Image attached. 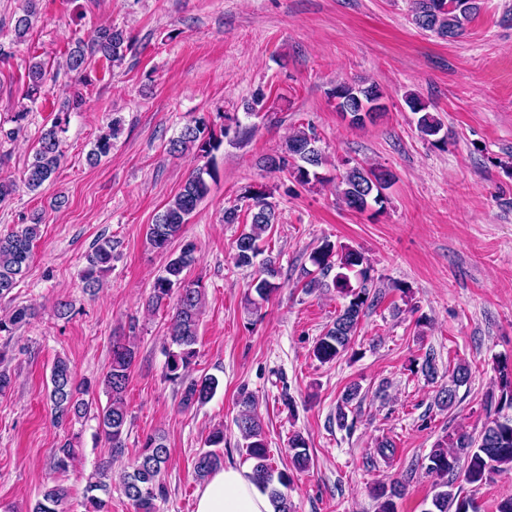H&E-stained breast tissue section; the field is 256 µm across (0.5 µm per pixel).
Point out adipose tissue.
<instances>
[{
    "mask_svg": "<svg viewBox=\"0 0 512 512\" xmlns=\"http://www.w3.org/2000/svg\"><path fill=\"white\" fill-rule=\"evenodd\" d=\"M196 512H273V506L243 467L229 466L197 493Z\"/></svg>",
    "mask_w": 512,
    "mask_h": 512,
    "instance_id": "adipose-tissue-1",
    "label": "adipose tissue"
}]
</instances>
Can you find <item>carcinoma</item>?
<instances>
[{
  "label": "carcinoma",
  "instance_id": "1",
  "mask_svg": "<svg viewBox=\"0 0 512 512\" xmlns=\"http://www.w3.org/2000/svg\"><path fill=\"white\" fill-rule=\"evenodd\" d=\"M23 5L14 18L11 28V42L25 40L26 35L38 19L39 0H22ZM481 9V0H412L411 21L420 30L429 32L444 40L461 37L465 22L472 19ZM132 49V39L127 31L112 25L97 28L88 40L76 39L65 55L68 71L81 75L86 70L89 58L96 57L107 67L122 65L127 53ZM28 83L25 99L34 104L45 95L47 64L32 58L28 64ZM330 96L336 99V111L349 118L353 126H362L360 114L385 110L383 89L376 83L339 82L331 90ZM405 103L411 112L418 115L417 127L424 139L440 133L442 122L429 111V106L419 96L409 94ZM85 98L77 92L63 105L61 116L46 129L30 156L24 171L26 187L35 191L50 181L62 161L60 134L66 132L69 112L83 108ZM30 108L26 105L14 113V127L3 130L0 137L9 141L15 139L28 122ZM122 132V119L115 117L108 124V130L93 144L87 159L96 164L112 151V140ZM216 136L204 117L186 123L179 134L168 141L167 153L180 156L195 151L203 157L218 150L223 137ZM318 139L312 132L295 131L280 151L261 159V166L270 171L285 173L296 183L306 186L322 180L317 169L326 164L325 156L316 146ZM214 178V171L206 166L195 169L187 178L180 191L166 204L164 209L149 225L147 239L150 246L169 254L163 273L152 287L147 306L158 309L171 298H176L173 314L168 326V347L166 348L165 378L182 387L181 405L189 409L202 405L214 396L218 381L213 377L194 379L190 370L197 357L198 326L204 303V290L199 283L186 279L187 271L197 261V246L192 241L182 239L183 225L198 208L209 192L207 179ZM393 173L382 166L353 165L338 177L336 191L339 199L351 210L364 212L373 207L383 209L386 203L385 190L389 188ZM249 200L250 222L236 240L234 264L238 268L258 267L251 282V290L259 300L267 301L281 288L280 267L277 257L263 248L278 223V204L273 194L265 190L250 191L244 195ZM40 220L27 224L18 231L0 235V300L10 296L22 282L28 271L34 241L39 236ZM180 241L178 250L170 251L174 241ZM86 265L81 274L85 291L93 294L100 287L101 273L110 268L112 262V240H98L85 256ZM315 271L303 269L308 280L303 284L306 291L334 286L345 300L336 319L314 346L313 355L322 363L333 362L349 350L361 319L375 302L371 293L373 277L365 254L357 249L336 246L324 241L309 255ZM333 276L332 283L326 278ZM33 308L21 306L0 315V334H12L34 318ZM136 357L135 346L120 340L112 344V358L103 379L108 401L105 406L93 408L87 399L92 385L88 381L76 380L70 362L57 358L52 364L46 399L50 404L56 424L70 425L96 410L101 434L109 443L110 452L121 453L124 448V433L128 424L126 391L131 368ZM499 373V395L489 394L495 402V414L487 417L478 436L460 432L449 438L429 455L427 470L444 478L461 473L468 484H482L493 475L512 469V416L503 414L504 409L512 410V368L506 362L497 363ZM469 368L458 365L452 377V385L441 390L438 404L450 408L455 402L456 388L467 382ZM359 385L348 386L342 394L341 404L336 413V423L346 426L347 405L358 399ZM240 410L235 419L236 428L242 439L247 458L253 461L252 480L257 488L268 495L274 512H293V504L284 492L292 483L293 472L303 471L309 463L308 445L303 435L294 434L288 443L291 466L277 469L273 465L263 423L256 413L254 396L240 393ZM209 450L200 452L194 461V472L203 480L221 467L223 456L218 449L224 447V429H214L205 439ZM77 459V449L73 438H65L54 450V467L66 472ZM169 461V448L158 434H148L141 442V450L132 471L122 476V490L134 505L136 512H157V502L167 497V486L163 480ZM112 459L102 461L98 466V477L85 488L82 506L85 512H105L106 496L110 495V484L106 482ZM442 490L431 500V508L426 512H476L470 497H461L450 490L451 484H440ZM401 481L379 484L373 489V498L378 502V512H395L394 499L403 495ZM68 489L55 484L44 488L41 499L37 500L29 512H69L67 507Z\"/></svg>",
  "mask_w": 512,
  "mask_h": 512
}]
</instances>
